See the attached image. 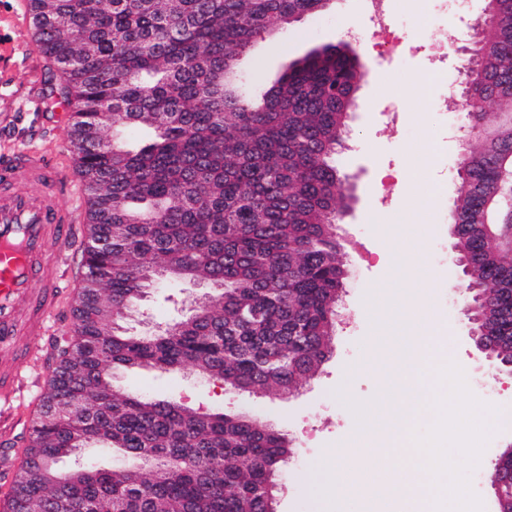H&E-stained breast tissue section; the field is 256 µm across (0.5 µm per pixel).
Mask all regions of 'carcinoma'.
Returning a JSON list of instances; mask_svg holds the SVG:
<instances>
[{"instance_id": "obj_1", "label": "carcinoma", "mask_w": 512, "mask_h": 512, "mask_svg": "<svg viewBox=\"0 0 512 512\" xmlns=\"http://www.w3.org/2000/svg\"><path fill=\"white\" fill-rule=\"evenodd\" d=\"M332 0H29L47 98L70 107L87 189L84 286L12 481L10 512H268L290 441L243 414L121 393L110 371L185 366L251 392L289 393L327 359L343 265L336 167L365 76L344 42L296 61L259 99L240 58ZM460 106L476 131L449 212L465 258L457 289L512 363V253L496 223L512 175V0H485ZM496 107L494 120L472 103ZM149 135L135 148L124 131ZM217 288L179 322L129 336L157 279ZM128 464L62 471L92 444Z\"/></svg>"}]
</instances>
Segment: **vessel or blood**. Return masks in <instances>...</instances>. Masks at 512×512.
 Listing matches in <instances>:
<instances>
[{
    "mask_svg": "<svg viewBox=\"0 0 512 512\" xmlns=\"http://www.w3.org/2000/svg\"><path fill=\"white\" fill-rule=\"evenodd\" d=\"M54 163L32 149L0 152V396L16 391L27 349L19 335L38 342L48 317L71 294L76 277L69 246L77 234L80 201Z\"/></svg>",
    "mask_w": 512,
    "mask_h": 512,
    "instance_id": "obj_1",
    "label": "vessel or blood"
}]
</instances>
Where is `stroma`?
Returning <instances> with one entry per match:
<instances>
[{"instance_id": "stroma-1", "label": "stroma", "mask_w": 512, "mask_h": 512, "mask_svg": "<svg viewBox=\"0 0 512 512\" xmlns=\"http://www.w3.org/2000/svg\"><path fill=\"white\" fill-rule=\"evenodd\" d=\"M29 0H0V149L45 150L70 181L77 194L85 187L75 171L66 128L57 126L47 110L46 80L52 63L40 51L33 34ZM367 0H333L325 10L303 17L277 36L257 40L241 60L250 90L263 92L288 65L312 48L340 41L359 51L366 75L357 93V108L348 124L352 130L348 151L336 159L342 174L354 186L355 198L336 226L344 264L343 323L332 338L331 354L318 374L292 393L256 395L217 381H207L190 369L160 371L147 367L117 368L112 383L121 391L158 400H174L202 411L246 412L287 433L293 456L275 477L276 512H329L317 494L326 466V451L341 450L342 461L356 471L368 461L346 453L359 426L352 411L337 395L362 402L379 398L392 368L379 337L383 323L379 292L400 276L415 273L431 295L433 317L447 324L445 351L465 370L470 388L488 393L494 406L512 411V378L500 376L468 335L457 311L456 283L460 268L454 254L448 212L455 194V168L462 145L450 139L448 126L458 124L454 108L459 86L456 70L448 82L417 83L426 73L432 52L421 36L406 37L398 56L377 59L358 33L367 25ZM436 147L435 168L422 180L423 189L441 187L439 210L420 213L409 201L402 171L409 152L421 141ZM400 238L405 250L393 254L385 236ZM201 291L189 281H163L151 288L145 301L124 322L129 335L144 336L167 327L188 312L190 300ZM70 304L58 307L50 319L54 339L36 346L21 367L22 393L0 398L11 433L0 432V449L22 453L28 425L22 415L34 413L46 381L55 366L57 347L73 328Z\"/></svg>"}]
</instances>
